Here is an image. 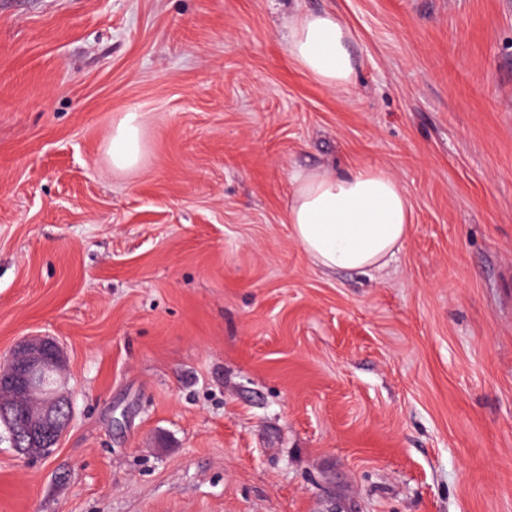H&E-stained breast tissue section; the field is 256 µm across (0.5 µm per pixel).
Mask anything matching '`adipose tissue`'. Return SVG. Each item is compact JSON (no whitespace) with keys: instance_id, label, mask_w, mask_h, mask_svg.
<instances>
[{"instance_id":"1","label":"adipose tissue","mask_w":512,"mask_h":512,"mask_svg":"<svg viewBox=\"0 0 512 512\" xmlns=\"http://www.w3.org/2000/svg\"><path fill=\"white\" fill-rule=\"evenodd\" d=\"M289 57L328 88L352 83L350 32L335 14L301 12L288 23ZM142 118L126 113L112 128L115 169L138 165ZM286 220L304 253L327 271L366 270L387 263L409 233V207L397 180L384 169L357 165L344 171L299 172L292 177Z\"/></svg>"}]
</instances>
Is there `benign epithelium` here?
Instances as JSON below:
<instances>
[{"instance_id": "7a95c632", "label": "benign epithelium", "mask_w": 512, "mask_h": 512, "mask_svg": "<svg viewBox=\"0 0 512 512\" xmlns=\"http://www.w3.org/2000/svg\"><path fill=\"white\" fill-rule=\"evenodd\" d=\"M64 355L49 336L21 340L0 361V440L27 458H44L66 431L72 402L64 388Z\"/></svg>"}]
</instances>
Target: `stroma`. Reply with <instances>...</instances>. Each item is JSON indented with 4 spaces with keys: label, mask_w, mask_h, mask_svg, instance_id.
Wrapping results in <instances>:
<instances>
[{
    "label": "stroma",
    "mask_w": 512,
    "mask_h": 512,
    "mask_svg": "<svg viewBox=\"0 0 512 512\" xmlns=\"http://www.w3.org/2000/svg\"><path fill=\"white\" fill-rule=\"evenodd\" d=\"M359 164L409 237L327 272L291 176ZM33 334L73 413L0 443V512H512V0H0V358ZM289 57L316 82L328 88L352 83L355 67L350 32L335 14L301 12L288 21L285 37ZM142 117L138 112H128L112 128L109 154L112 167L126 170L139 164L142 152Z\"/></svg>",
    "instance_id": "1"
}]
</instances>
